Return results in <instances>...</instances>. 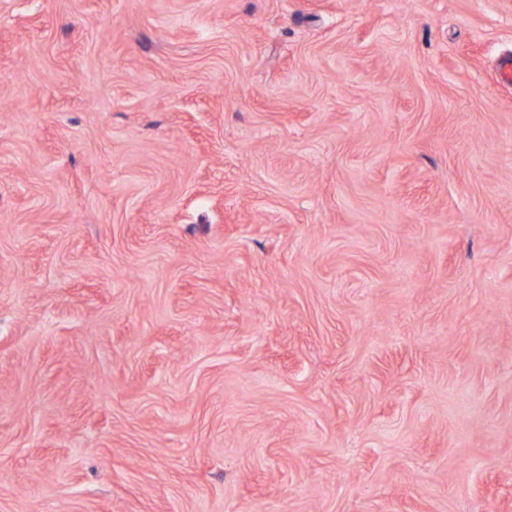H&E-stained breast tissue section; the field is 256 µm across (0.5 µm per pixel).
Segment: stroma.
<instances>
[{"instance_id": "obj_1", "label": "stroma", "mask_w": 512, "mask_h": 512, "mask_svg": "<svg viewBox=\"0 0 512 512\" xmlns=\"http://www.w3.org/2000/svg\"><path fill=\"white\" fill-rule=\"evenodd\" d=\"M512 0H0V512H512Z\"/></svg>"}]
</instances>
